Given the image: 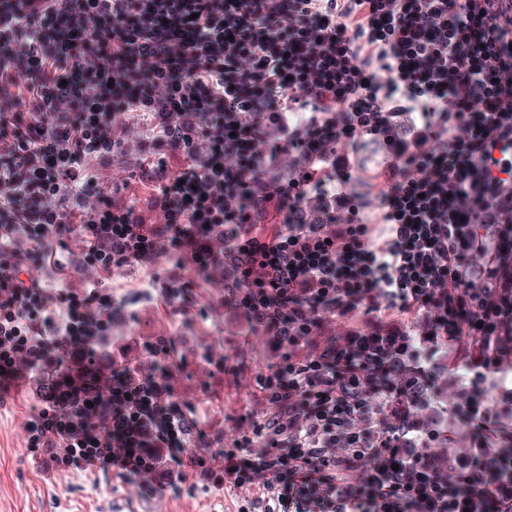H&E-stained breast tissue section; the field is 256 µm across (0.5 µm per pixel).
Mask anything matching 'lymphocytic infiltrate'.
<instances>
[{
  "label": "lymphocytic infiltrate",
  "mask_w": 512,
  "mask_h": 512,
  "mask_svg": "<svg viewBox=\"0 0 512 512\" xmlns=\"http://www.w3.org/2000/svg\"><path fill=\"white\" fill-rule=\"evenodd\" d=\"M120 117L154 134L145 211L87 174ZM366 136L391 153L371 218L326 202L350 178L328 144ZM163 257L185 274L145 295L172 307L225 265V304L283 350L273 414L219 473L162 373L94 364L104 280ZM60 354L26 427L58 469L200 473L249 492L238 512H512L489 394L512 369V0H0V390ZM445 366L466 372L447 429L424 414Z\"/></svg>",
  "instance_id": "obj_1"
}]
</instances>
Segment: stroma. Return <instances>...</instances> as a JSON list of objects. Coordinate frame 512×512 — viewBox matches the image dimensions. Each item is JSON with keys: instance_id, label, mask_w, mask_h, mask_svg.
I'll use <instances>...</instances> for the list:
<instances>
[{"instance_id": "35a3bbf8", "label": "stroma", "mask_w": 512, "mask_h": 512, "mask_svg": "<svg viewBox=\"0 0 512 512\" xmlns=\"http://www.w3.org/2000/svg\"><path fill=\"white\" fill-rule=\"evenodd\" d=\"M114 134L122 142L121 154L109 162H89L88 174L97 185L121 186L123 200L147 207L151 187L138 173L153 151V134L121 123ZM384 157L377 142L364 138L355 151L346 193L377 205L375 174ZM155 271L164 277L172 273L163 263L153 268L137 264L106 280L118 313L102 348L116 363L130 359L146 367L152 359L145 341L172 338L176 355L168 362L170 383L202 432L200 447L214 455L219 468L224 464L223 450L270 416L272 409L263 400L256 377L276 363L281 352L268 333L249 330L225 306L222 270L197 278L189 293L192 312L186 317L165 311L144 296V285ZM219 359L224 362L220 368L215 365ZM34 390L32 380H18L0 404V512H237L239 497L220 495L200 476L174 480L149 494L141 490L139 478L109 469L44 472L26 448V423L37 403Z\"/></svg>"}]
</instances>
